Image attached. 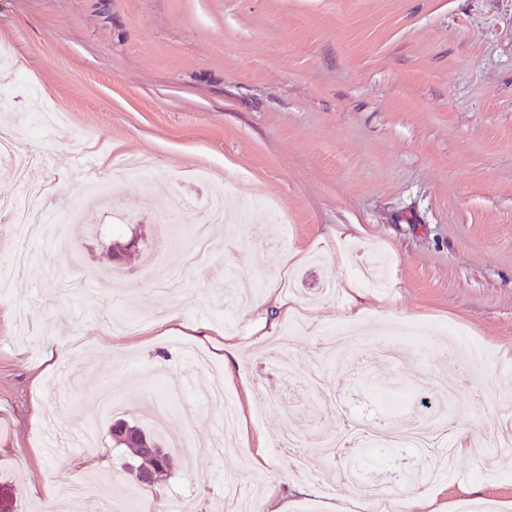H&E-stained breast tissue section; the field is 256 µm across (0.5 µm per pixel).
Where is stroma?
Returning <instances> with one entry per match:
<instances>
[{"label": "stroma", "mask_w": 512, "mask_h": 512, "mask_svg": "<svg viewBox=\"0 0 512 512\" xmlns=\"http://www.w3.org/2000/svg\"><path fill=\"white\" fill-rule=\"evenodd\" d=\"M24 82L0 95V131L31 127L23 180L0 167V199L48 184L46 211L80 199L88 172L114 199L54 233L0 223V487L41 512L59 473L87 484L55 512H102L136 480L110 427L149 400L170 409L162 496L189 512L237 502L269 512H366L339 460L337 407L377 427L428 423L493 442L512 420V0H0V44ZM138 157L146 181L117 180ZM242 201L213 226L206 261L186 231L214 188ZM188 200L175 223L158 205ZM317 373L302 386L268 362ZM362 335L337 356L348 306ZM387 328L389 359L372 338ZM237 346L225 365L224 342ZM389 382L401 403L381 409ZM460 383L444 409L441 385ZM221 387L239 410L224 450ZM317 480L285 448L286 412ZM194 457L176 448L182 434ZM266 464L255 468L252 459ZM416 463L386 452L368 470L418 493ZM427 487L433 512H512V455H458ZM51 496V495H50Z\"/></svg>", "instance_id": "stroma-1"}]
</instances>
